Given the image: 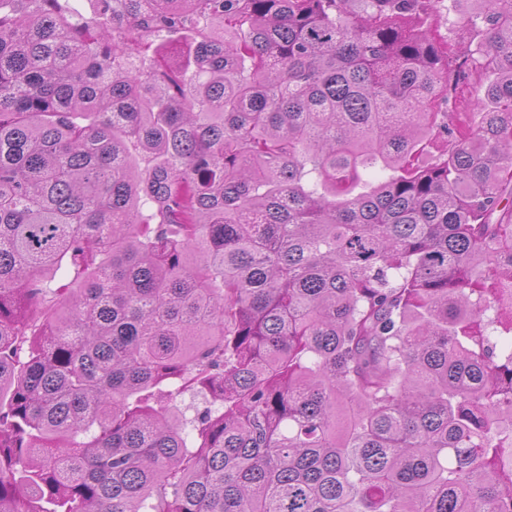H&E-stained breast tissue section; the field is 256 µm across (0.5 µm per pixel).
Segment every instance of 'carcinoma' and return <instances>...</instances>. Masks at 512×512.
Returning <instances> with one entry per match:
<instances>
[{
	"label": "carcinoma",
	"mask_w": 512,
	"mask_h": 512,
	"mask_svg": "<svg viewBox=\"0 0 512 512\" xmlns=\"http://www.w3.org/2000/svg\"><path fill=\"white\" fill-rule=\"evenodd\" d=\"M96 2L0 0V512H512V0ZM440 1L434 3L433 9L428 12L425 26L427 25L435 34L447 35L448 28L454 35L456 46L466 47L471 41L470 25L461 21H468L469 17H462L461 21H454L452 13L448 14V6L451 0H435ZM490 79L492 77H486V74L482 71H472L470 73L469 84L466 83L457 95V100L460 102L461 108L465 109V112H479L480 107L474 105V103H477V94L482 95L483 88Z\"/></svg>",
	"instance_id": "carcinoma-1"
}]
</instances>
